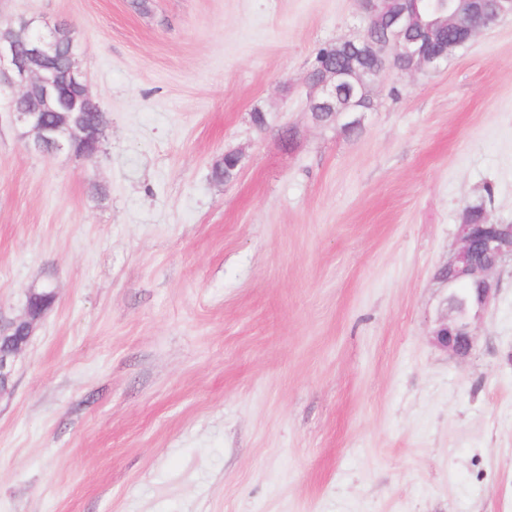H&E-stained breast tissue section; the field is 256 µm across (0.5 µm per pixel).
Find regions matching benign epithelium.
Here are the masks:
<instances>
[{"instance_id":"7a95c632","label":"benign epithelium","mask_w":512,"mask_h":512,"mask_svg":"<svg viewBox=\"0 0 512 512\" xmlns=\"http://www.w3.org/2000/svg\"><path fill=\"white\" fill-rule=\"evenodd\" d=\"M363 20L381 34L365 31L356 38H340L333 44L336 59L308 75V112L313 120L324 114L337 116L347 129L362 125L363 103L372 99L374 87L395 61L398 71L414 74L448 63V55L470 43L484 28L511 17L512 0H446L430 18L419 8L423 0H358ZM70 26H41L34 18L21 17L0 24V85L16 91L12 103L15 124L28 138L27 146L41 154L67 153L85 161L95 155L79 152V144L94 146L104 121L84 122L83 114H103L90 93L78 56L58 62L60 50L73 45ZM56 112L61 121L50 123L45 113ZM457 246L447 267L457 279L482 284L469 303L448 299V317L433 332L436 344L458 357L474 346L476 320L493 296L491 275L512 259V224H472L456 227ZM34 320L0 322V394L11 390L16 362L28 344Z\"/></svg>"}]
</instances>
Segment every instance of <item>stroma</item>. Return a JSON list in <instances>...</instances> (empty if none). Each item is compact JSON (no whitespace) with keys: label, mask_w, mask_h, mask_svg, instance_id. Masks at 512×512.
<instances>
[{"label":"stroma","mask_w":512,"mask_h":512,"mask_svg":"<svg viewBox=\"0 0 512 512\" xmlns=\"http://www.w3.org/2000/svg\"><path fill=\"white\" fill-rule=\"evenodd\" d=\"M149 5L0 0L73 29L107 123L40 155L0 89V320L56 294L0 512H512V264L467 357L433 340L467 207L512 224V19L387 72L354 135L307 78L358 0Z\"/></svg>","instance_id":"1"}]
</instances>
